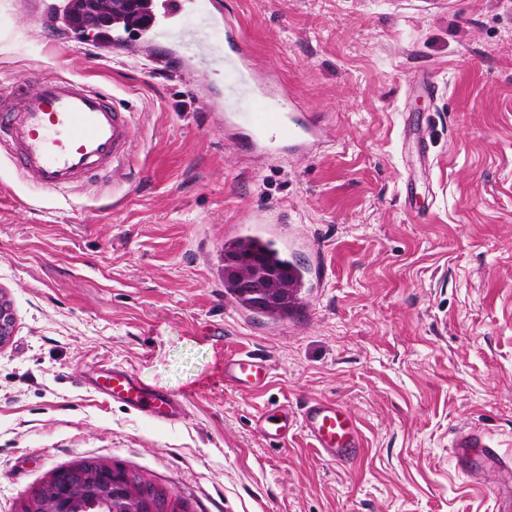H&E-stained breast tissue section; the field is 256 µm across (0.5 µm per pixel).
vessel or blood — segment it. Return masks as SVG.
<instances>
[{"instance_id":"b4317fda","label":"vessel or blood","mask_w":512,"mask_h":512,"mask_svg":"<svg viewBox=\"0 0 512 512\" xmlns=\"http://www.w3.org/2000/svg\"><path fill=\"white\" fill-rule=\"evenodd\" d=\"M150 19L138 30L148 46L191 47L197 64L226 75L224 127L245 149L261 154L313 153L323 140L322 129L302 112L294 93L270 90L251 65V55L239 25L198 9L194 0H149ZM224 26V45L212 37ZM135 129L132 114L106 92L77 79L40 82L24 95L0 92V145L7 148L15 168L49 192L100 176L121 177L130 159ZM272 366L252 353L224 359V382L242 391L267 388ZM96 392L125 408L164 424L178 422L184 405L177 397L143 385L132 369L115 365L95 386ZM301 429L326 460L345 465L361 452L357 422L333 400L306 404L300 415L287 406L265 410L254 420L264 440L282 443ZM460 471L483 482L494 496L497 512H512V458L483 432L465 428L452 440Z\"/></svg>"}]
</instances>
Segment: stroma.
Segmentation results:
<instances>
[{"label":"stroma","instance_id":"1","mask_svg":"<svg viewBox=\"0 0 512 512\" xmlns=\"http://www.w3.org/2000/svg\"><path fill=\"white\" fill-rule=\"evenodd\" d=\"M221 2L256 70L327 128L315 153H248L224 133L221 83L169 47L0 0V85L84 80L135 128L125 175L62 193L0 148V512L83 461L145 477L175 512H496L451 442L476 426L512 457V0ZM244 236L305 266L288 317L225 291L224 243ZM231 352L266 357L271 386L225 385ZM113 363L184 418L94 393ZM316 399L356 419L352 465L255 433L262 409Z\"/></svg>","mask_w":512,"mask_h":512}]
</instances>
